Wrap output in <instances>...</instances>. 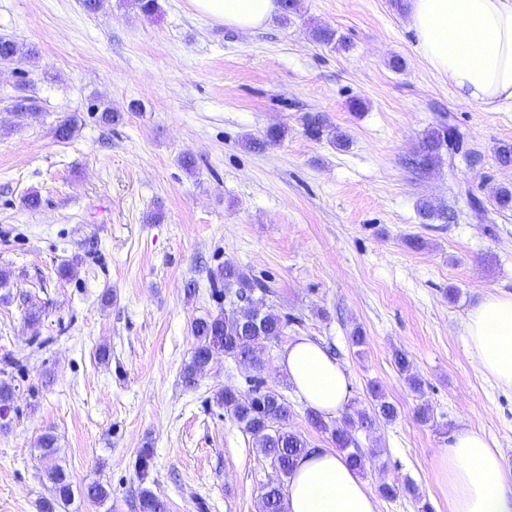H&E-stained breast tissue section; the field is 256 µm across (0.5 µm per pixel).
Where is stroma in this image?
Listing matches in <instances>:
<instances>
[{"instance_id": "obj_1", "label": "stroma", "mask_w": 512, "mask_h": 512, "mask_svg": "<svg viewBox=\"0 0 512 512\" xmlns=\"http://www.w3.org/2000/svg\"><path fill=\"white\" fill-rule=\"evenodd\" d=\"M158 3L149 19L133 0L97 14L82 0H0V36L37 51L0 62V364L11 362L17 385L0 428V512H39L58 466L75 491L67 512H138L144 486L168 512H261L277 472L214 399L246 389L250 369L223 356L195 387L180 378L193 319L219 309L208 274L227 259L290 320L259 355L291 431L334 445L278 365L300 336L345 366L349 405L369 407L373 385L395 405L393 421L354 434L370 490L401 488L379 498V512H450L439 461L463 428L512 472V389L486 378L461 326L483 296L512 293V209L495 200L512 190V166L495 155L512 143V107L459 102L416 53L394 0H300L290 22L257 31L214 22L188 0ZM316 26L335 29L336 43L313 42ZM395 56L402 70L390 67ZM18 95L36 97L39 112L17 117ZM107 105L119 122L101 123ZM315 112L348 148L307 136L302 118ZM72 114L73 136L57 138ZM446 116L476 162L412 167ZM272 126L287 129L280 146L246 147ZM186 154L194 173L180 164ZM33 191L41 202L30 208ZM423 201L453 220H423ZM157 208L162 220L146 223ZM356 331L363 346L351 343ZM398 350L420 391L397 371ZM422 405L433 420L417 419ZM47 432L57 449L44 457ZM143 448L153 451L144 480ZM94 482L109 489L105 501L83 497Z\"/></svg>"}]
</instances>
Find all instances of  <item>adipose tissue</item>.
Wrapping results in <instances>:
<instances>
[{
  "label": "adipose tissue",
  "mask_w": 512,
  "mask_h": 512,
  "mask_svg": "<svg viewBox=\"0 0 512 512\" xmlns=\"http://www.w3.org/2000/svg\"><path fill=\"white\" fill-rule=\"evenodd\" d=\"M198 14L242 31L266 25L277 0H189ZM415 50L447 77L457 100L490 110L512 105V0H406ZM483 373L512 388V293L490 294L462 322ZM299 397L322 417L343 411L349 381L319 343L300 337L280 362ZM450 512H512V472L484 436L460 430L441 456ZM286 512H378L375 496L343 457L312 449L298 462L285 494Z\"/></svg>",
  "instance_id": "1"
}]
</instances>
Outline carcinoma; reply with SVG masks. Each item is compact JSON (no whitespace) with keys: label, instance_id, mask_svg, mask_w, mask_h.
<instances>
[{"label":"carcinoma","instance_id":"1","mask_svg":"<svg viewBox=\"0 0 512 512\" xmlns=\"http://www.w3.org/2000/svg\"><path fill=\"white\" fill-rule=\"evenodd\" d=\"M35 56V51L17 41L0 37V62H22ZM306 132L313 138L323 136L329 125L321 113H308L304 116ZM285 136V129L271 127L261 139H249L247 145L253 149H268L279 145ZM463 137L457 127L447 121L429 130L416 152L414 162L424 170H430L441 159L443 150L452 155L461 150ZM211 295L229 300L230 307L217 315L208 314L194 319L191 333L195 347L191 361L182 371V382L192 388L211 364L215 355V345H220L222 355L234 360L252 359L255 351L263 344L279 339L288 326V317L280 316L266 307L264 299L256 296V291H265L263 285L250 278L240 266L231 260L210 274ZM244 303L250 307L253 321L243 320L236 314L233 305ZM394 364L404 375L406 383L413 390L420 388L421 378L414 371L406 355L397 350ZM263 363L254 364V375L244 391L229 387L217 393L216 402L224 408V414L234 420L244 432L250 434L258 447L274 463L279 476L277 481L264 487L262 512H284V484L294 471L296 461L309 450L308 443L297 433L288 429L291 414L288 402L275 388L267 385L262 376ZM16 386L13 375L7 368H0V405L14 401ZM373 405L371 410L355 409L343 416V424L331 429L336 446L347 451L348 464L357 472L366 466V456L359 450H349L355 443L352 432L371 428L378 419L393 420L396 407L384 396L371 389ZM54 484V495L39 503V512H60L66 508L74 496L72 483L61 468L50 473ZM140 512H165V504L148 488L140 492Z\"/></svg>","mask_w":512,"mask_h":512}]
</instances>
